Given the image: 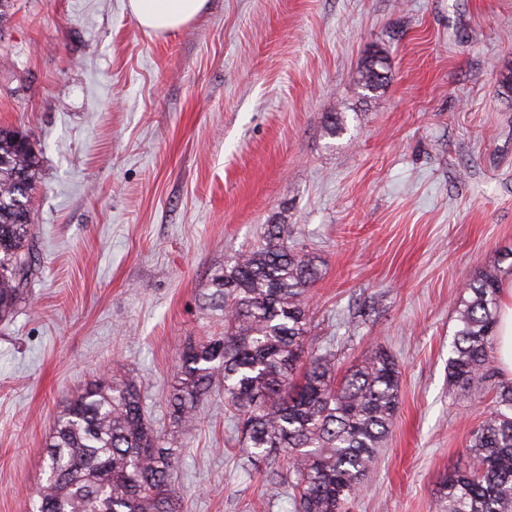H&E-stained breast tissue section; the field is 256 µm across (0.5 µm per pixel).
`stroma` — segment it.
<instances>
[{
  "instance_id": "35a3bbf8",
  "label": "stroma",
  "mask_w": 512,
  "mask_h": 512,
  "mask_svg": "<svg viewBox=\"0 0 512 512\" xmlns=\"http://www.w3.org/2000/svg\"><path fill=\"white\" fill-rule=\"evenodd\" d=\"M12 2L0 125L42 166L37 273L0 323V512H32L65 401L116 369L177 450L183 512H287L261 477L287 456L247 462L223 390L185 433L167 407L186 344L224 330L210 270L271 222L319 261L312 335L339 371L376 343L399 364L350 512H437L493 398L450 394L448 357L466 284L512 249V0H207L159 36L127 0ZM379 72H388L387 57L382 50H373L360 70L359 84L368 92H375L387 82V77L381 78Z\"/></svg>"
}]
</instances>
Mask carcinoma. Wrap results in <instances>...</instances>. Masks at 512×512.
Here are the masks:
<instances>
[{
	"mask_svg": "<svg viewBox=\"0 0 512 512\" xmlns=\"http://www.w3.org/2000/svg\"><path fill=\"white\" fill-rule=\"evenodd\" d=\"M387 57L372 51L360 70L374 92ZM41 154L19 130L0 127V320L12 317L36 272L29 195ZM501 266L468 284L448 358V390L465 395L489 378ZM316 259L288 245V225L268 224L259 244L209 274L210 305L224 334L182 354L170 390L171 423L188 430L213 387L249 457L289 455L291 512H345L399 409V365L375 344L337 378L336 354L310 336ZM490 416L442 484L445 512H512V382L494 381ZM37 512H182L173 481L177 457L144 414L141 391L121 375L86 386L57 416L47 444Z\"/></svg>",
	"mask_w": 512,
	"mask_h": 512,
	"instance_id": "carcinoma-1",
	"label": "carcinoma"
}]
</instances>
